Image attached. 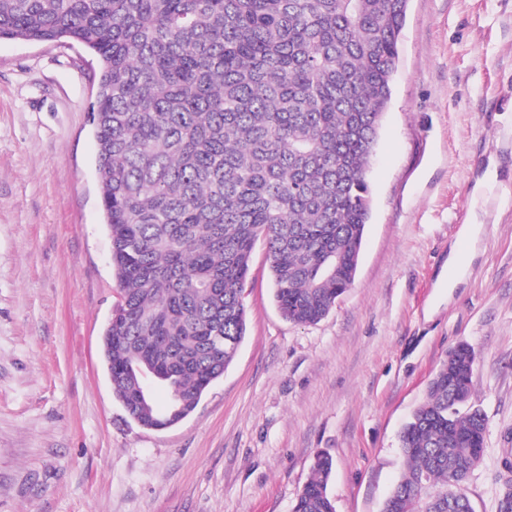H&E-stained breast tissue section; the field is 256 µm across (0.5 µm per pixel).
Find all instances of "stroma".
Returning <instances> with one entry per match:
<instances>
[{"instance_id": "1", "label": "stroma", "mask_w": 512, "mask_h": 512, "mask_svg": "<svg viewBox=\"0 0 512 512\" xmlns=\"http://www.w3.org/2000/svg\"><path fill=\"white\" fill-rule=\"evenodd\" d=\"M354 283L286 321L256 245L236 358L182 422L140 427L102 334L120 300L90 106L99 62L0 39V512H292L317 454L336 512H381L399 435L473 345L487 418L466 492L499 512L512 457V0H409ZM476 224V238L463 225ZM475 258L442 288L452 248Z\"/></svg>"}]
</instances>
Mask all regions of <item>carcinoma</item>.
<instances>
[{"instance_id":"obj_1","label":"carcinoma","mask_w":512,"mask_h":512,"mask_svg":"<svg viewBox=\"0 0 512 512\" xmlns=\"http://www.w3.org/2000/svg\"><path fill=\"white\" fill-rule=\"evenodd\" d=\"M407 0H0V39L81 44L100 63L93 122L121 300L105 329L112 390L149 428L198 405L246 332L264 243L282 316L320 321L353 284L367 169L391 99ZM400 434L382 512H448L486 422L458 344ZM162 376L157 409L141 370ZM328 453L293 512H335Z\"/></svg>"}]
</instances>
